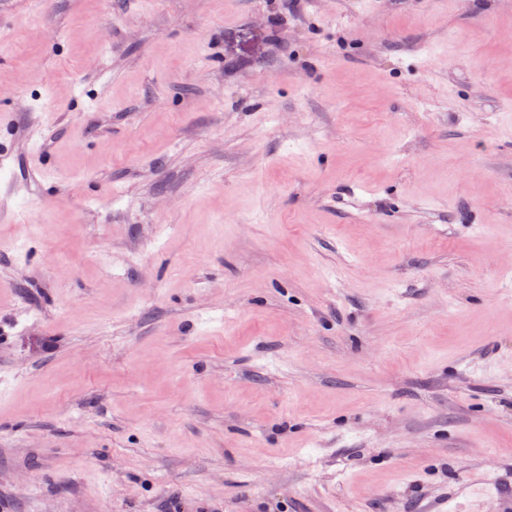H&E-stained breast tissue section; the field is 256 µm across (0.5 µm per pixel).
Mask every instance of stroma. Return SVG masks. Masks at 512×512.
I'll list each match as a JSON object with an SVG mask.
<instances>
[{
    "mask_svg": "<svg viewBox=\"0 0 512 512\" xmlns=\"http://www.w3.org/2000/svg\"><path fill=\"white\" fill-rule=\"evenodd\" d=\"M0 512L512 498V0H0Z\"/></svg>",
    "mask_w": 512,
    "mask_h": 512,
    "instance_id": "35a3bbf8",
    "label": "stroma"
}]
</instances>
